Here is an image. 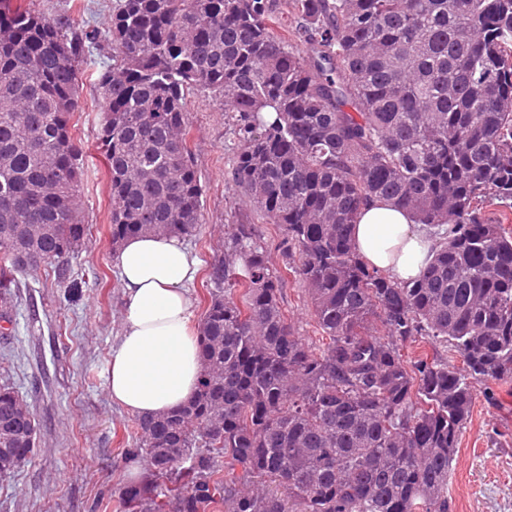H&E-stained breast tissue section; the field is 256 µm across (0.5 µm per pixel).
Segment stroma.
Listing matches in <instances>:
<instances>
[{"mask_svg": "<svg viewBox=\"0 0 512 512\" xmlns=\"http://www.w3.org/2000/svg\"><path fill=\"white\" fill-rule=\"evenodd\" d=\"M45 16H68L74 27L107 32L113 0H12ZM112 64L108 42L79 63L80 108L71 118L82 147L79 183L84 240L78 256L22 278L20 300L0 318V384L13 386L33 407L38 446L11 482L0 483V512H119L129 469L134 414L113 403L107 385L112 349L122 329L123 289L110 236L112 195L97 133L102 114L92 86ZM189 146L204 189V224L186 245L199 270L188 287L195 318L208 303L207 275L224 256L232 225H252L274 268L284 266V231L268 223L232 180L239 143L230 113L198 89L187 98ZM282 308L298 336L319 334L304 284L286 275ZM452 512H512V380L477 394L453 463Z\"/></svg>", "mask_w": 512, "mask_h": 512, "instance_id": "obj_1", "label": "stroma"}]
</instances>
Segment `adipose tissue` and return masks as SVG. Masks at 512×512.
Wrapping results in <instances>:
<instances>
[{
    "instance_id": "obj_1",
    "label": "adipose tissue",
    "mask_w": 512,
    "mask_h": 512,
    "mask_svg": "<svg viewBox=\"0 0 512 512\" xmlns=\"http://www.w3.org/2000/svg\"><path fill=\"white\" fill-rule=\"evenodd\" d=\"M356 252L398 282L418 278L435 240L404 210L369 200L352 227ZM124 294L122 333L112 350L108 389L113 401L141 417H157L194 395L202 363L187 286L198 261L170 236L127 239L114 256Z\"/></svg>"
}]
</instances>
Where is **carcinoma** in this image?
I'll return each instance as SVG.
<instances>
[{
	"label": "carcinoma",
	"mask_w": 512,
	"mask_h": 512,
	"mask_svg": "<svg viewBox=\"0 0 512 512\" xmlns=\"http://www.w3.org/2000/svg\"><path fill=\"white\" fill-rule=\"evenodd\" d=\"M115 0L112 67L95 83L111 243L196 236L202 196L186 99L234 114L235 185L286 234L325 343L282 311L283 276L250 224L209 270L195 396L138 418L146 475L123 512H451L448 476L476 385L512 380V0ZM95 29L0 0V309L18 279L77 255L78 64ZM377 198L430 229L415 282L352 244ZM502 212L496 222L488 208ZM456 366L406 361L416 338ZM31 405L0 385V482L37 447ZM229 472H223V468Z\"/></svg>",
	"instance_id": "carcinoma-1"
}]
</instances>
